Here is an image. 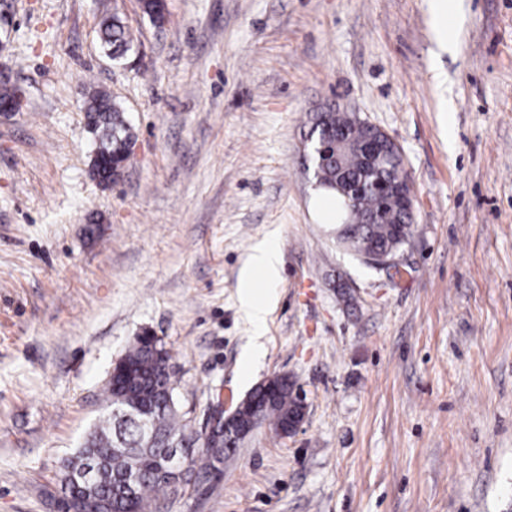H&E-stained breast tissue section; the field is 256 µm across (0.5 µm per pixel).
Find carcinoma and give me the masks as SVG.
Listing matches in <instances>:
<instances>
[{
    "instance_id": "cac0c4a2",
    "label": "carcinoma",
    "mask_w": 512,
    "mask_h": 512,
    "mask_svg": "<svg viewBox=\"0 0 512 512\" xmlns=\"http://www.w3.org/2000/svg\"><path fill=\"white\" fill-rule=\"evenodd\" d=\"M99 39L114 60L122 58L132 42L128 27L117 14L101 22ZM85 112L101 153L112 158L115 167L126 166L135 136L120 103L110 94L94 90L86 101ZM358 121L355 112L334 108L326 114L316 112L311 118L309 137L318 142L323 127L329 125L358 139L362 136ZM342 165L350 179L352 213L360 217V223L349 225L345 233L338 235L339 242L356 256L371 247L400 251L412 234L410 214L399 196L381 198L371 186L379 180L406 184L401 161L388 152L380 163L365 168L350 151L343 155ZM311 167L319 187L324 189L336 180V165L331 161L314 155ZM120 360L134 379L107 380L104 413L76 452L63 461L56 481L62 497L94 499L98 512H150L157 493L175 485L153 466L156 459L168 453L170 445L200 448L188 458L187 470L201 481L221 473L224 457L235 441L230 439L220 447H211L179 413L165 342L154 345L136 337ZM297 408L294 386L284 384L277 397L264 407L263 419L281 427Z\"/></svg>"
}]
</instances>
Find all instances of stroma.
I'll list each match as a JSON object with an SVG mask.
<instances>
[{"instance_id": "obj_1", "label": "stroma", "mask_w": 512, "mask_h": 512, "mask_svg": "<svg viewBox=\"0 0 512 512\" xmlns=\"http://www.w3.org/2000/svg\"><path fill=\"white\" fill-rule=\"evenodd\" d=\"M0 67L24 94L0 116V512H57L44 489L145 330L194 429L277 374L307 403L158 512H512V0H455L444 47L431 0H167L160 26L140 0H0ZM90 87L135 132L105 189ZM326 103L403 151L396 282L338 244L303 166ZM264 244L258 334L239 293ZM99 39L107 56L112 60L122 58L130 49L131 33L118 14L106 18L99 28ZM256 274H261L268 284H273L279 276V260L277 251L268 246H262L252 254L248 266L243 275V286L245 293L243 296V307L247 318L253 326L259 331L265 322L266 308L260 304L251 293V286L254 284Z\"/></svg>"}]
</instances>
